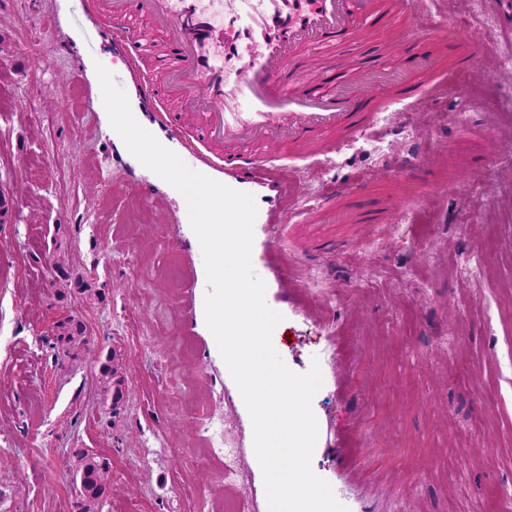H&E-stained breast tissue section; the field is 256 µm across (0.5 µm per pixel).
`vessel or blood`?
<instances>
[{"instance_id":"obj_1","label":"vessel or blood","mask_w":512,"mask_h":512,"mask_svg":"<svg viewBox=\"0 0 512 512\" xmlns=\"http://www.w3.org/2000/svg\"><path fill=\"white\" fill-rule=\"evenodd\" d=\"M216 25L205 0H99L114 41L140 56L146 38L132 26L147 16L164 31L171 51L160 57L159 77L142 85L160 102L158 117L179 136L202 171L230 172L226 184H265L284 199L266 221L283 223L299 201V163L320 164L348 143L376 130V117L391 103L413 111L419 87L401 82L392 100L366 84L330 80L325 74L301 89L290 84L301 64L327 48L334 35L362 33L375 12L410 19L427 15L425 0H225Z\"/></svg>"}]
</instances>
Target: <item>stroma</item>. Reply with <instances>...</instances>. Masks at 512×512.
Masks as SVG:
<instances>
[{"mask_svg": "<svg viewBox=\"0 0 512 512\" xmlns=\"http://www.w3.org/2000/svg\"><path fill=\"white\" fill-rule=\"evenodd\" d=\"M446 8L444 36L379 20L320 62L384 82L426 60L456 68L458 43L476 41L466 93L440 83L420 111L390 105L375 133L302 172L288 223H254V271L282 316L273 347L322 373L312 468L348 512H512V24L502 0ZM99 63L140 124L198 165L154 122L143 63L92 0H0V512H76L80 443L112 467L102 512H211L228 469L245 512H268L252 421L206 324L202 251L181 197L112 135ZM357 173L362 190L316 207ZM61 248L104 302L56 300L43 264ZM71 310L93 331L63 360L53 323ZM112 345L126 356L114 417L94 392ZM207 421L223 457L195 451Z\"/></svg>", "mask_w": 512, "mask_h": 512, "instance_id": "obj_1", "label": "stroma"}]
</instances>
